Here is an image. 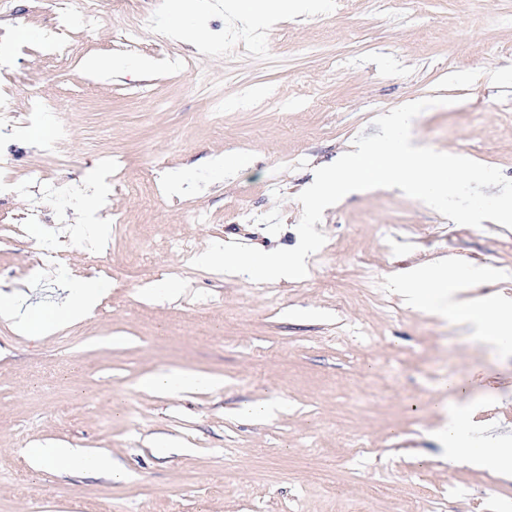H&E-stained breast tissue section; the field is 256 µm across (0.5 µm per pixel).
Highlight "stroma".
<instances>
[{"label":"stroma","instance_id":"stroma-1","mask_svg":"<svg viewBox=\"0 0 512 512\" xmlns=\"http://www.w3.org/2000/svg\"><path fill=\"white\" fill-rule=\"evenodd\" d=\"M0 16L13 103L0 138V284L51 308L56 271L116 282L87 318L31 338L0 316V512H512V477L451 466L434 441L443 386L458 378L475 419L512 436V351L481 343L473 324L408 308L405 280L448 259L472 294L512 298V229L454 223L393 188L325 209L324 246L300 280L256 283L193 267L213 242L264 251L298 243L297 196L378 115L446 98L412 123L415 145L499 168L512 179V0H311L274 18L262 53L229 41L234 26L203 0H147L144 13L104 0L94 29L74 25L76 59H50L54 0H12ZM191 9L185 30L169 16ZM138 24L136 78L103 79L90 59L120 53ZM206 51L204 80L174 60ZM152 85L154 101L137 98ZM39 93L57 109L28 112ZM66 127L56 154L34 142ZM246 156L236 173L221 160ZM129 181L112 186L107 159ZM103 197L88 224L71 221L81 175ZM157 184L154 198L138 186ZM40 224L23 223L32 208ZM251 218L238 221L236 210ZM201 212L206 222L190 221ZM121 223H113V216ZM188 241L191 254L176 249ZM59 261L36 263L35 246ZM181 296L155 294L163 282ZM207 373L222 387L178 398L141 387L146 375ZM281 401L264 419L246 407ZM169 449L160 450L159 440ZM110 455L119 475L69 476L35 448Z\"/></svg>","mask_w":512,"mask_h":512}]
</instances>
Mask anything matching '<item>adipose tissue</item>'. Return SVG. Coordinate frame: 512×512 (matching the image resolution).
Returning a JSON list of instances; mask_svg holds the SVG:
<instances>
[{
  "instance_id": "ef3b65f1",
  "label": "adipose tissue",
  "mask_w": 512,
  "mask_h": 512,
  "mask_svg": "<svg viewBox=\"0 0 512 512\" xmlns=\"http://www.w3.org/2000/svg\"><path fill=\"white\" fill-rule=\"evenodd\" d=\"M221 9L230 20L241 28L249 29L264 24L272 10H305L307 0H222ZM67 295L50 311L30 310L24 327L34 338L46 335L50 326H60L87 315L110 291V284L103 279H66ZM456 286L452 268H441L429 278L416 281L405 296L410 307L423 309L435 305ZM454 317L466 318L481 325L482 340L495 341L512 336V309L496 303L493 296L457 302ZM218 379L187 371L163 372L145 377L143 389L166 396H181L203 388L219 387ZM448 428L438 441L449 462L469 459L496 471L512 470V441L494 436L474 438L469 424L474 406L465 394H457L448 405ZM32 459L37 463H49L60 467L70 475L108 474L112 471L109 456L91 454L79 448H38Z\"/></svg>"
}]
</instances>
